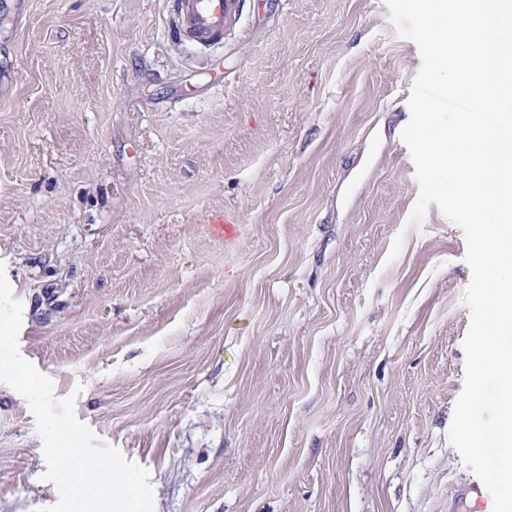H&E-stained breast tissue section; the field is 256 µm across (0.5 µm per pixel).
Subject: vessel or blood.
I'll return each instance as SVG.
<instances>
[{
  "instance_id": "obj_1",
  "label": "vessel or blood",
  "mask_w": 512,
  "mask_h": 512,
  "mask_svg": "<svg viewBox=\"0 0 512 512\" xmlns=\"http://www.w3.org/2000/svg\"><path fill=\"white\" fill-rule=\"evenodd\" d=\"M237 0H176L179 33L202 45L223 41L224 32L236 12ZM212 235L225 243L235 242L242 226L224 213L212 215ZM463 506L465 512H493V497L483 484L471 483L457 491L448 501L449 508Z\"/></svg>"
}]
</instances>
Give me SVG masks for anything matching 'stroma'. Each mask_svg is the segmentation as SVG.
Returning <instances> with one entry per match:
<instances>
[{
    "label": "stroma",
    "instance_id": "1",
    "mask_svg": "<svg viewBox=\"0 0 512 512\" xmlns=\"http://www.w3.org/2000/svg\"><path fill=\"white\" fill-rule=\"evenodd\" d=\"M422 67L385 0H0V266L19 350L154 512H448L471 281L401 131ZM246 232L234 247L204 224ZM0 383V512H44ZM179 33L201 45L224 40L237 0H175ZM211 234L225 243L235 242L242 233V226L232 216L220 212L211 216L208 222Z\"/></svg>",
    "mask_w": 512,
    "mask_h": 512
}]
</instances>
